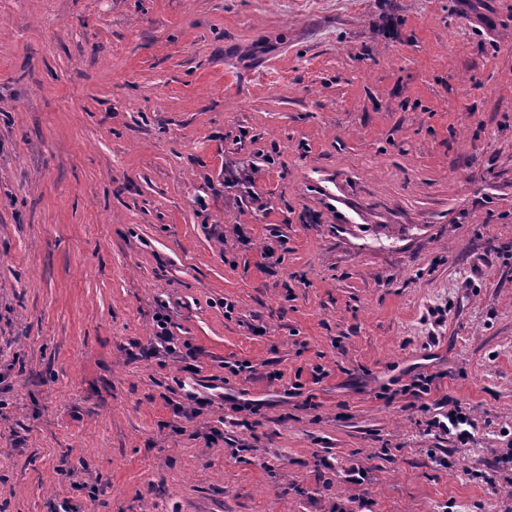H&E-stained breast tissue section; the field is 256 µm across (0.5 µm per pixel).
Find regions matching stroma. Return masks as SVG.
<instances>
[{
	"label": "stroma",
	"mask_w": 512,
	"mask_h": 512,
	"mask_svg": "<svg viewBox=\"0 0 512 512\" xmlns=\"http://www.w3.org/2000/svg\"><path fill=\"white\" fill-rule=\"evenodd\" d=\"M511 245L512 0H0V512H512ZM155 322L157 330L153 336V339L154 343L158 345V347L170 353L181 354L180 357L183 361L193 358V352L190 347L183 345L185 348V352H183L181 348H178V345L174 342L173 336H170V333L167 329L168 318L166 316L158 315ZM442 417L446 419V421H443L436 416L431 420V424L434 428H438L441 431L448 433L455 430L457 431L456 436L460 443L465 444L469 441L471 433L467 429H461L462 425L471 426L466 414L458 411H448L447 413L442 414Z\"/></svg>",
	"instance_id": "stroma-1"
}]
</instances>
